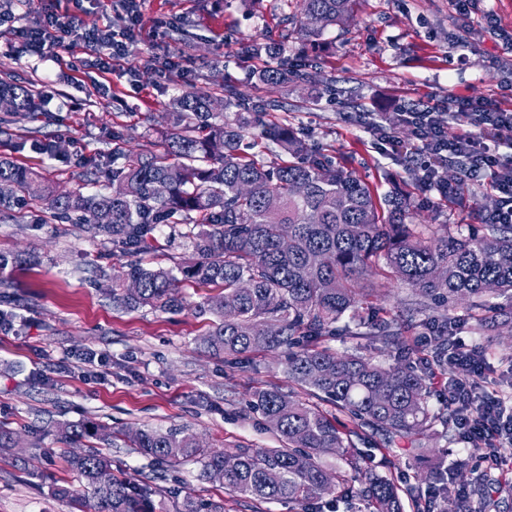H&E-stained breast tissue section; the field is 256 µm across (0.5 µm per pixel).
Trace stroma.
<instances>
[{
  "mask_svg": "<svg viewBox=\"0 0 512 512\" xmlns=\"http://www.w3.org/2000/svg\"><path fill=\"white\" fill-rule=\"evenodd\" d=\"M49 0H19L11 23L0 26V72L51 92L50 119L20 121L10 127L12 141L28 132L66 142L65 159L29 150L18 163L42 172L54 190L79 185L78 158L109 164L121 131L127 146H161L162 118L172 99L184 91H218L231 81L250 97L279 98L288 104L277 118L303 132L312 150L332 157L378 194L399 186L414 197L424 224L482 223L494 197L476 183L466 187L463 204L423 191L420 171L386 151L359 122L360 113L384 119L400 106L447 104L468 95L495 99L512 107V55L501 33H512V0H476L469 16H459L450 0H358L352 21L328 30L315 45L285 38V20L294 0H140V25L126 55L114 59L109 74L85 66L84 44L59 47L55 59L25 52L15 28L38 23ZM493 11L496 28L487 27ZM190 18L196 38L176 39L182 18ZM467 40L459 48L458 40ZM281 42L283 53L307 60V78L295 85H254L247 42ZM187 227L170 224L155 230L156 247L141 253L143 263L172 268L189 261L183 237ZM39 253V266L20 265L0 273V310L12 325L0 330V423L21 439L19 455H0V512H72L54 498L57 485L81 488L80 478L63 461L82 444L61 441L59 422L91 420L118 434L102 446L113 469L151 492L165 512H177L184 496L220 501L224 512H368L355 501L331 510L325 502H259L229 494L223 484L204 477L200 464L176 469L145 456L122 440L139 429H173L196 435L213 451L228 448H278L282 442L260 413L253 391L270 386L291 392L284 356L256 354L243 363L209 349L203 341L207 317L195 307L206 289L185 284L184 306L176 311L124 309L112 303V277L127 262L103 236L76 224L0 220V250ZM485 354L481 393L512 402V329L491 336L467 333ZM337 353H359L389 365L395 344L383 337L359 338L339 332L326 342ZM96 354L85 363L86 354ZM362 467L388 476L399 487L427 490L429 471L403 441L385 448L364 431L354 440ZM429 456L448 477L441 512H472L473 480L483 476L497 506L512 512V454L490 467L478 452L466 450L458 432L429 441Z\"/></svg>",
  "mask_w": 512,
  "mask_h": 512,
  "instance_id": "stroma-1",
  "label": "stroma"
}]
</instances>
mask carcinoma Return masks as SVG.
Segmentation results:
<instances>
[{
	"mask_svg": "<svg viewBox=\"0 0 512 512\" xmlns=\"http://www.w3.org/2000/svg\"><path fill=\"white\" fill-rule=\"evenodd\" d=\"M357 0H299L292 17L299 38L315 43L324 31L345 26ZM246 52L262 60L250 73L255 83L286 85L302 80L288 68L274 42H252ZM38 91L6 74L0 77V125L9 126L39 110ZM170 129L163 150L117 149L108 183L93 192L101 170L83 163L82 184L57 194L38 172L12 153L26 141L0 152V213L23 208L41 221L83 224L112 239L128 255L151 247L150 233L161 224H200L186 236L193 259L174 269L129 262L112 278V303L119 307L176 310L186 282L220 292L204 297L198 314L210 316L206 344L229 356L286 353L288 379L312 397H324L351 420L347 429L310 401L293 398L278 387L253 392L252 409L260 413L284 443L282 448L211 451L193 435L139 430L133 447L154 460L177 466L193 460L203 474L233 494L257 501L304 503L334 495L356 497L372 512H405L420 506L413 487L361 467L351 436L369 429L383 445L409 438L421 441L438 425H457L459 406L435 412L428 398L433 375L448 368L456 319L429 314L426 300L443 303L477 300L497 319L473 317L487 332L512 322V224H486L483 233H463L460 224L433 230L414 221L416 205L395 190L384 198L342 166L308 157L306 140L286 123H268L267 112H286L275 98L253 101L226 84L221 93L189 91L173 99ZM41 154L62 152L54 140L30 137ZM36 266L37 254L0 251V270L8 265ZM396 280L416 291L407 303L415 326L424 329L432 359L418 370L411 351L401 363L386 367L357 353L338 354L318 346L336 335L347 317L358 335L397 338L406 327L376 317L370 297H379V280ZM69 443L94 438L112 442V433L86 423L58 426ZM344 457L353 471L327 478L321 455ZM67 467L82 479L86 494L60 485L54 494L77 512H156L148 493L112 470V459L93 446L68 455ZM435 485L429 499L447 497L444 472L431 468ZM178 512H224L220 502L183 499Z\"/></svg>",
	"mask_w": 512,
	"mask_h": 512,
	"instance_id": "carcinoma-1",
	"label": "carcinoma"
}]
</instances>
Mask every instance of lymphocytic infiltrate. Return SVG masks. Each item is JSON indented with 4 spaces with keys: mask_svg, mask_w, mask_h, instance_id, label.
Returning a JSON list of instances; mask_svg holds the SVG:
<instances>
[{
    "mask_svg": "<svg viewBox=\"0 0 512 512\" xmlns=\"http://www.w3.org/2000/svg\"><path fill=\"white\" fill-rule=\"evenodd\" d=\"M75 15L50 11L44 28H18L17 35L27 52L40 58L52 55L61 46L62 34L68 33ZM395 122L411 126L412 143L390 141L393 153L419 160L425 190L440 197L454 198L458 186L443 180L441 172L448 162L459 163L465 181H487L498 206L484 220L489 224H512V109L483 97L459 95L448 102L444 112L419 105L394 115ZM504 145L501 153L492 152V144ZM473 416L461 417L458 427L474 449L483 453L485 462L495 465L502 448L512 445V430L504 428V404L501 400L476 396L471 400Z\"/></svg>",
    "mask_w": 512,
    "mask_h": 512,
    "instance_id": "obj_1",
    "label": "lymphocytic infiltrate"
}]
</instances>
